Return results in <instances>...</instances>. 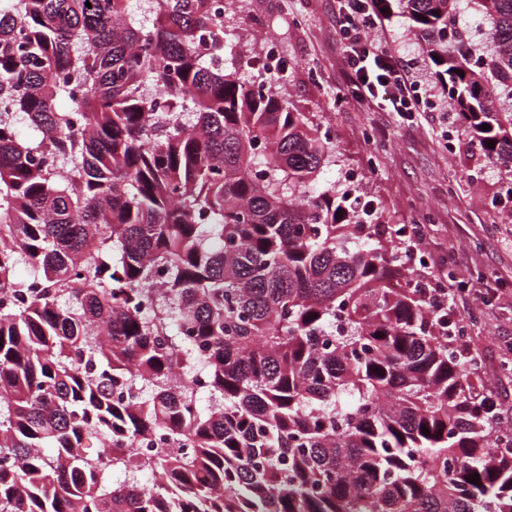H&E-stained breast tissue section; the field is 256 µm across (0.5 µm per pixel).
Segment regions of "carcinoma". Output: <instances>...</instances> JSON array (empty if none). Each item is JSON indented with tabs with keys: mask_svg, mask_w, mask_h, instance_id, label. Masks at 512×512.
I'll list each match as a JSON object with an SVG mask.
<instances>
[{
	"mask_svg": "<svg viewBox=\"0 0 512 512\" xmlns=\"http://www.w3.org/2000/svg\"><path fill=\"white\" fill-rule=\"evenodd\" d=\"M137 2L0 0V512H512V428L405 227L224 69V0ZM385 8L512 163V0Z\"/></svg>",
	"mask_w": 512,
	"mask_h": 512,
	"instance_id": "carcinoma-1",
	"label": "carcinoma"
}]
</instances>
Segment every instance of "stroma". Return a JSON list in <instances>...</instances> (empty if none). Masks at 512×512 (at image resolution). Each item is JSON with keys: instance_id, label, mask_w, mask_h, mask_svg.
Here are the masks:
<instances>
[{"instance_id": "1", "label": "stroma", "mask_w": 512, "mask_h": 512, "mask_svg": "<svg viewBox=\"0 0 512 512\" xmlns=\"http://www.w3.org/2000/svg\"><path fill=\"white\" fill-rule=\"evenodd\" d=\"M257 23L247 57L274 37L289 67L278 85L299 110L316 115L336 141L326 182L370 201L388 223L420 230L429 273L454 281L453 307L466 319L468 342L482 353V381L512 409V221L501 219L512 163L485 164L467 145L454 113L435 108L399 115L340 98L344 62L336 0H234L229 34ZM383 37L399 55L435 73L424 39L402 14L389 13ZM361 179L350 183L347 170ZM476 321H469L470 313Z\"/></svg>"}]
</instances>
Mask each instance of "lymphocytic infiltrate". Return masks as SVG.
I'll return each instance as SVG.
<instances>
[{"label":"lymphocytic infiltrate","mask_w":512,"mask_h":512,"mask_svg":"<svg viewBox=\"0 0 512 512\" xmlns=\"http://www.w3.org/2000/svg\"><path fill=\"white\" fill-rule=\"evenodd\" d=\"M381 0H336V29L344 46V93L353 102L381 104L400 114L423 112L439 98V81L419 80L414 64L370 33L385 20Z\"/></svg>","instance_id":"lymphocytic-infiltrate-1"}]
</instances>
